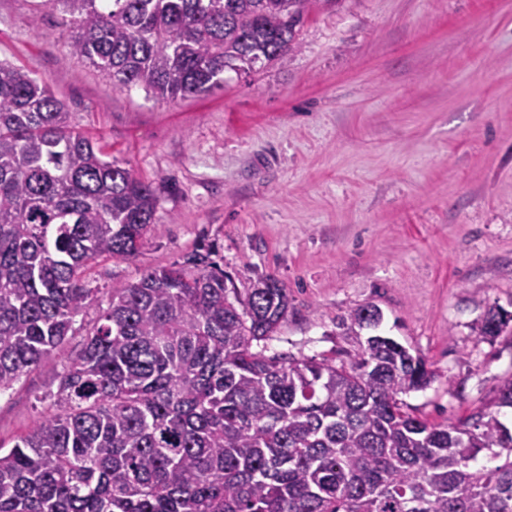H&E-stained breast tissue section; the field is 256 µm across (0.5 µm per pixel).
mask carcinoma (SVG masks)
Masks as SVG:
<instances>
[{
  "label": "carcinoma",
  "mask_w": 512,
  "mask_h": 512,
  "mask_svg": "<svg viewBox=\"0 0 512 512\" xmlns=\"http://www.w3.org/2000/svg\"><path fill=\"white\" fill-rule=\"evenodd\" d=\"M316 0H42L68 50L117 89L205 94L297 48ZM158 195L76 132L43 78L0 62V394L73 331L97 260L129 259ZM201 246L111 288L50 395V415L0 453V512H512V376L456 423L408 412L424 358L339 318L348 360L252 349L288 318V292L240 294ZM512 313L490 307L492 342ZM497 461L478 464L481 454Z\"/></svg>",
  "instance_id": "obj_1"
}]
</instances>
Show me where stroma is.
<instances>
[{
    "label": "stroma",
    "mask_w": 512,
    "mask_h": 512,
    "mask_svg": "<svg viewBox=\"0 0 512 512\" xmlns=\"http://www.w3.org/2000/svg\"><path fill=\"white\" fill-rule=\"evenodd\" d=\"M68 35L36 0H0V60L45 78L159 206L135 258L86 272L73 336L0 395L1 446L45 415L112 286L203 243L238 288H287L266 354L334 356L337 316L373 304L435 373L404 397L429 422L465 417L512 375V334H477L488 308L512 312V0H321L296 51L174 102L113 89L67 56Z\"/></svg>",
    "instance_id": "35a3bbf8"
}]
</instances>
